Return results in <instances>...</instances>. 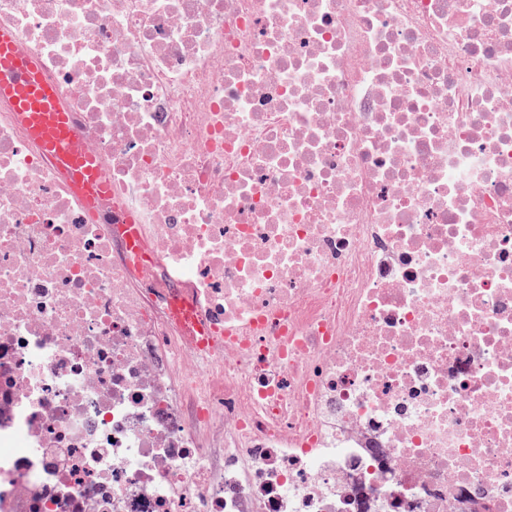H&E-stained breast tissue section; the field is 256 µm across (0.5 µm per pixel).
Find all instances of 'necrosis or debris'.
Segmentation results:
<instances>
[{"instance_id":"obj_1","label":"necrosis or debris","mask_w":512,"mask_h":512,"mask_svg":"<svg viewBox=\"0 0 512 512\" xmlns=\"http://www.w3.org/2000/svg\"><path fill=\"white\" fill-rule=\"evenodd\" d=\"M1 28L110 193L0 96V512H512V0Z\"/></svg>"}]
</instances>
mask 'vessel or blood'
Wrapping results in <instances>:
<instances>
[{"instance_id":"obj_1","label":"vessel or blood","mask_w":512,"mask_h":512,"mask_svg":"<svg viewBox=\"0 0 512 512\" xmlns=\"http://www.w3.org/2000/svg\"><path fill=\"white\" fill-rule=\"evenodd\" d=\"M11 33L0 31V94L11 97L19 119L61 169L69 171L78 189L88 197L102 194L98 167L78 144L68 113L57 104L54 87L35 64L19 55Z\"/></svg>"}]
</instances>
